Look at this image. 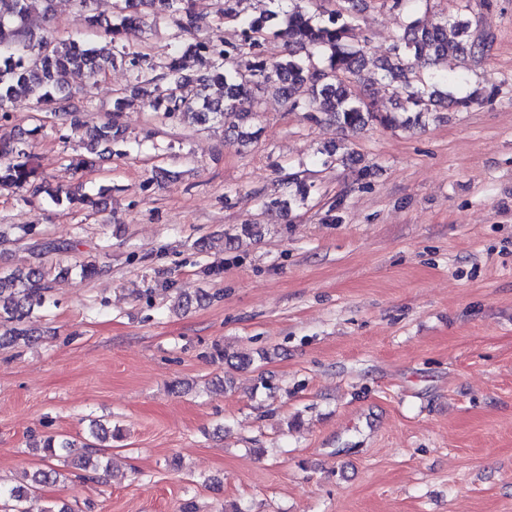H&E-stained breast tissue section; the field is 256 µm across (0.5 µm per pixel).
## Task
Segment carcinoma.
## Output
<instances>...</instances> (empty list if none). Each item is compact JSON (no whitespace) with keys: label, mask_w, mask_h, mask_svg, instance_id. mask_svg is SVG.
I'll return each mask as SVG.
<instances>
[{"label":"carcinoma","mask_w":512,"mask_h":512,"mask_svg":"<svg viewBox=\"0 0 512 512\" xmlns=\"http://www.w3.org/2000/svg\"><path fill=\"white\" fill-rule=\"evenodd\" d=\"M335 7L309 12L301 6L287 7L290 0H269L272 8L254 17L243 13V0H218L214 22L237 29L234 40L215 41L199 36L201 19L193 0H116V20L102 22L97 0H74L97 28L94 43L82 46L74 40H60L51 29L36 37L27 19L34 5L49 14L53 0H0V121L9 119L20 95L51 107L58 117L56 132L63 140L74 135L87 155L68 158L79 171L92 165L90 156L113 152L124 140L122 118L125 110L139 105L161 119L188 127L210 122L222 124L243 146L258 131H250L258 117L264 93L274 92L290 112H302L311 123L331 122L343 132L356 133L376 122L390 129H407L437 118L441 110L467 111L490 103L499 88H474L468 68L448 73L443 67L448 53L464 60L483 55L489 38L475 35L471 21L463 14L426 24L421 17L424 0H381L403 14V24L388 53L379 60L380 80L392 96L411 106L410 112L379 108L357 91L365 81L368 38L360 35L359 19L365 0H327ZM148 6L156 21H170L189 35V41L170 53L156 57L147 47L133 44L128 34L142 22L141 7ZM271 41L282 42L285 54L267 55ZM190 55L199 75L185 73L183 57ZM131 74L130 85L113 97L106 119L90 126L74 104L71 89L57 80L70 69L95 76L116 62ZM224 85V97L214 100L206 94L210 83ZM288 200L279 197L262 201L264 213L282 216L285 204L307 205L314 184L290 174L285 178ZM0 187L15 190L22 199L47 195L60 203L81 204L98 209L106 204L112 186H102L94 195L54 189L35 163L34 155L17 140L0 139ZM46 272L30 266L10 273L0 272V339L9 343L30 342L34 334L27 327L32 313L46 303ZM78 447L76 441L46 436L37 448L50 458H68ZM60 475L55 469L39 470L26 484L0 488V512H32L31 503L45 484Z\"/></svg>","instance_id":"1"}]
</instances>
